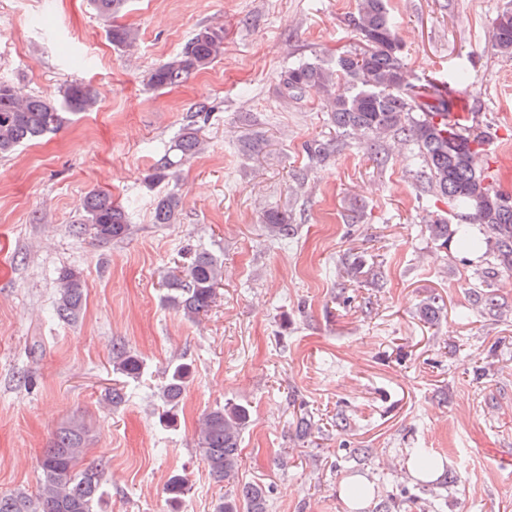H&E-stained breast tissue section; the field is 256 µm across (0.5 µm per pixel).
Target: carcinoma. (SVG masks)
<instances>
[{
  "label": "carcinoma",
  "instance_id": "cac0c4a2",
  "mask_svg": "<svg viewBox=\"0 0 512 512\" xmlns=\"http://www.w3.org/2000/svg\"><path fill=\"white\" fill-rule=\"evenodd\" d=\"M129 0H91L99 17L107 22L106 35L112 45L130 49L140 39L138 29L117 23ZM352 23L363 47L347 51L325 64L305 59L288 68L281 79V94L299 99L311 86L324 92L323 109L336 137L317 139L307 146L308 154L325 161L340 151L342 138L356 135L371 141L374 156L382 161L380 139L404 136L416 150V176L427 185L433 202L428 229L442 246L455 239L464 248L476 249L479 242L469 234L467 224H483L495 240L497 267L512 271V194H506L489 171L485 138L469 132V125L451 118L456 98L422 86L409 87L402 45L388 0H357ZM491 44L496 54L512 58V4L495 17ZM224 55V26L208 25L195 31L184 49L163 64L149 70L145 84L151 88L178 86L208 69ZM99 99L81 84L70 85L60 98H20L11 85L0 82V157L13 154L20 146L60 130L70 116L95 112ZM201 127L191 119L169 148L158 151L151 178L162 180L181 160L204 148ZM182 207V199L168 193L156 199L153 220L171 224ZM459 223L448 224L447 215ZM80 223L91 226L102 241L128 236L131 230L124 208L112 195L92 191L84 199ZM270 237L288 240L295 235L294 217L286 209L272 206L262 217ZM224 280V263L206 251L194 252L182 274L167 283V302L182 315L196 320L213 302L216 287ZM87 284L80 272L65 269L59 276L56 316L76 320L84 305ZM112 369L130 379L139 377L142 361L125 345L112 348ZM192 376L191 365L175 362L167 370L160 397L164 410L158 415L165 427L177 424L174 409ZM250 407L231 401L201 417L198 447L209 475L217 484H236L240 443L251 421ZM91 424L82 416L61 426L51 446L40 459L43 476L39 492L31 495L17 490L0 495V512H93L102 495V470L84 465L90 442ZM189 491L182 475L172 476L166 485L167 501L177 503ZM214 512H267V490L245 484L233 496L216 500Z\"/></svg>",
  "mask_w": 512,
  "mask_h": 512
}]
</instances>
